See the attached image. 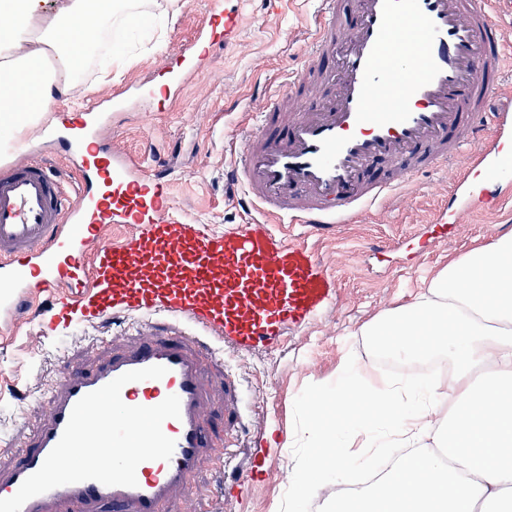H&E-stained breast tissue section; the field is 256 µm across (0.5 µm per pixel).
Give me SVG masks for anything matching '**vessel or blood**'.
<instances>
[{"instance_id": "b4317fda", "label": "vessel or blood", "mask_w": 512, "mask_h": 512, "mask_svg": "<svg viewBox=\"0 0 512 512\" xmlns=\"http://www.w3.org/2000/svg\"><path fill=\"white\" fill-rule=\"evenodd\" d=\"M344 11V0H321L308 63L241 113L240 159L224 181L242 188L255 215L223 232L172 202L167 175L107 142L112 114L130 109L132 86L113 88L79 125L52 127L68 145L70 176L39 156L31 138L0 147V322L21 312L40 317L52 303L67 308L63 325L121 317L141 336L106 363L69 373L47 396L50 417L0 477V498L42 466L85 394L161 365L162 378L126 384L121 399L155 406L179 398V418L162 425L175 442L171 459L139 464L136 486L67 484L29 499L22 512H162L212 443L198 357L223 364L225 352L335 306L334 276L281 225L322 235L409 198L419 175L453 170L448 206L432 218L444 240L449 221L497 209L512 191V155L503 150L512 142V93L500 89L512 48L496 28L512 0H357L350 27ZM239 21V10L213 0L168 68L167 98L236 40ZM326 58L332 68L322 67ZM378 163L387 170L375 178ZM109 225L130 228L123 244L105 236Z\"/></svg>"}]
</instances>
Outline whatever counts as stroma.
<instances>
[{"instance_id":"1","label":"stroma","mask_w":512,"mask_h":512,"mask_svg":"<svg viewBox=\"0 0 512 512\" xmlns=\"http://www.w3.org/2000/svg\"><path fill=\"white\" fill-rule=\"evenodd\" d=\"M160 17L124 31L97 36L82 55L79 79L61 97L64 122L74 123L96 95L114 85L134 82L156 85L179 46L194 35L210 0H158ZM320 0H280L268 8L265 0H242L241 32L235 46L214 52L202 75L193 81L174 107L159 103L154 112H128L111 128L117 148L137 154L145 141L153 143L155 169H172L174 201L202 223L223 229L242 222L248 201L242 191H229L224 170L234 154L226 143L235 138V119L242 105L258 104L289 72L308 60L309 26ZM124 52L123 63L111 75L100 64L113 47ZM416 195L396 202L361 222L342 224L325 236H308L292 225L293 238L308 240L325 258L338 282L335 308L285 336L265 340L248 351L225 355L223 366H209L203 383L211 400L206 412L215 437L224 435V377L236 378L243 392L237 442L242 452L270 455L277 468L265 479L245 481L231 501L220 494L219 462L204 452L186 490L177 492L172 512H277L288 502L286 469L299 460L286 446L285 435L298 422L296 402L314 390L336 384V365L354 353L374 369L384 360L375 356L359 330L381 311L412 301L449 260L502 232L512 230V198L493 213L473 214L468 223L434 241L429 223L445 184L442 174L419 176ZM383 255H374V248ZM131 332L120 320L71 329L51 349L42 328L22 315L10 335L0 334V412L10 414L13 445L0 447V473L32 445L46 410L21 413L24 399L42 391L63 374L104 361L123 349Z\"/></svg>"}]
</instances>
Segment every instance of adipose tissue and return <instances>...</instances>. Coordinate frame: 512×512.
<instances>
[{"mask_svg":"<svg viewBox=\"0 0 512 512\" xmlns=\"http://www.w3.org/2000/svg\"><path fill=\"white\" fill-rule=\"evenodd\" d=\"M150 0H0V123L22 127L81 62L70 24L98 32L152 18ZM362 332L426 380L382 379L351 356L327 399L300 403L288 508L324 512H512V230L450 261Z\"/></svg>","mask_w":512,"mask_h":512,"instance_id":"obj_1","label":"adipose tissue"}]
</instances>
